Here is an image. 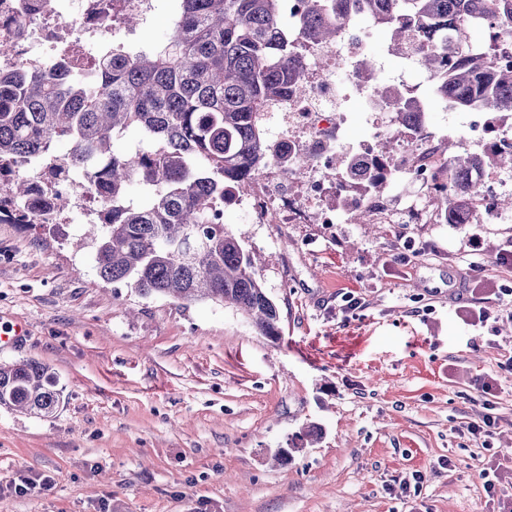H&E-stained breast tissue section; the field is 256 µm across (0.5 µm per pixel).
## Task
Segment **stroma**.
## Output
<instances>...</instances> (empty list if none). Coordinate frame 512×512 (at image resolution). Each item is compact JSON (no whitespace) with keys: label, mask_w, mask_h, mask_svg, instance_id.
Segmentation results:
<instances>
[{"label":"stroma","mask_w":512,"mask_h":512,"mask_svg":"<svg viewBox=\"0 0 512 512\" xmlns=\"http://www.w3.org/2000/svg\"><path fill=\"white\" fill-rule=\"evenodd\" d=\"M224 222L265 259L279 341L229 306L104 283L87 225L0 223V325L29 328L0 361L37 360L62 390L48 417L0 409V503L498 512L481 471L512 496V223Z\"/></svg>","instance_id":"35a3bbf8"}]
</instances>
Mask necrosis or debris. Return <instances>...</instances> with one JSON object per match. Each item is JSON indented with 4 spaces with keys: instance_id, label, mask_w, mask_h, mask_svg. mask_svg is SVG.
I'll list each match as a JSON object with an SVG mask.
<instances>
[{
    "instance_id": "1",
    "label": "necrosis or debris",
    "mask_w": 512,
    "mask_h": 512,
    "mask_svg": "<svg viewBox=\"0 0 512 512\" xmlns=\"http://www.w3.org/2000/svg\"><path fill=\"white\" fill-rule=\"evenodd\" d=\"M33 9L19 16V0H0V70L22 67L42 69L58 63L65 52H77L100 59L105 49L125 32V17L147 19L155 0H32ZM375 31L373 21L360 26L344 22L334 41L316 43L294 36L292 45L304 58V92L270 101L267 112L282 117L289 129L284 141L299 159L298 173L282 179L276 163H268L260 180L246 197H235L236 205L246 210L256 224H304L310 211H317L320 223L334 224L339 214L368 213L374 224H443L448 217L431 208L430 197L441 195L438 172L445 162L446 135L429 130L411 137H392V124L383 122L384 99L373 88L374 76L357 67L368 39ZM364 99L369 125L376 130L374 143L344 146L342 130L349 121L348 102L352 96ZM394 141V162L389 175L410 177L424 195L419 201L398 208L388 192H373L361 180L338 184L337 155L373 165L382 155L385 139ZM477 142L484 149L512 152V134L489 121L472 116L460 146ZM312 164H303L304 155ZM30 186L32 206L28 212L35 224H94L98 221L102 198L84 188V173L71 169L62 174L57 189L72 200L69 209H49L51 197L36 169L24 172Z\"/></svg>"
}]
</instances>
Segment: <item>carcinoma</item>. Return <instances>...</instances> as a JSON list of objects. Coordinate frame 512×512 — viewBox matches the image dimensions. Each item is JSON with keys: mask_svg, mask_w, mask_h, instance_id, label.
Returning <instances> with one entry per match:
<instances>
[{"mask_svg": "<svg viewBox=\"0 0 512 512\" xmlns=\"http://www.w3.org/2000/svg\"><path fill=\"white\" fill-rule=\"evenodd\" d=\"M282 3L175 0V26L164 42L139 50L112 43L95 83L63 65L0 73V162L40 159L50 187L59 171L81 165L87 186L105 196L94 255L103 282H125L144 296L235 306L273 342L281 336L280 313L258 278L254 253L215 218L226 194L249 191L268 160L284 178L295 174L260 124L267 101L303 92V64L288 42ZM358 14L390 33L392 51L416 43L421 67L434 77L433 95L457 109L512 119V65L474 56L472 38L486 18L512 33V0H307L301 33L329 42ZM405 20L415 22L413 31ZM380 93L395 124L417 133L425 117L419 97L411 90ZM130 130L140 144L115 152L113 140ZM57 141L69 142V151L56 153ZM481 164L512 168V153L449 155L445 212L479 195L471 172ZM336 165L339 180L357 171L370 188L385 187L383 161L368 170L341 155ZM135 187L147 195L141 206L128 200ZM27 197V183L18 179L0 197V210L22 221ZM60 401L46 365L0 363V408L45 417Z\"/></svg>", "mask_w": 512, "mask_h": 512, "instance_id": "1", "label": "carcinoma"}]
</instances>
